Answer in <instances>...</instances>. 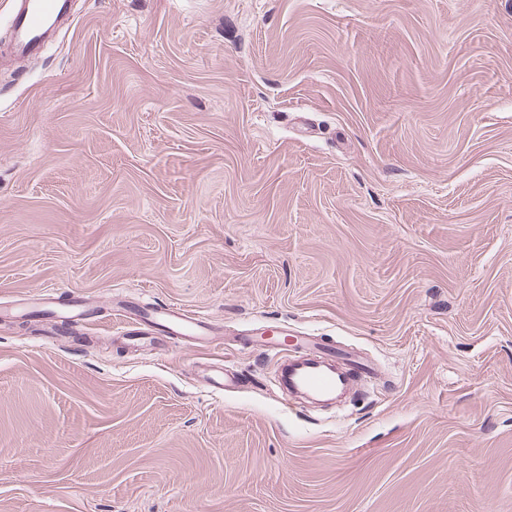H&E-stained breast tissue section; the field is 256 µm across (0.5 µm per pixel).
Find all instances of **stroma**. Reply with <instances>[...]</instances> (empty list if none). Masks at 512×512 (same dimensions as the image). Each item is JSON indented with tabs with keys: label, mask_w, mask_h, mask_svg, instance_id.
Returning <instances> with one entry per match:
<instances>
[{
	"label": "stroma",
	"mask_w": 512,
	"mask_h": 512,
	"mask_svg": "<svg viewBox=\"0 0 512 512\" xmlns=\"http://www.w3.org/2000/svg\"><path fill=\"white\" fill-rule=\"evenodd\" d=\"M72 3L0 55V512H512V0ZM137 319L170 336H185L207 341L212 336V324L201 316H194L179 304L170 302L163 306L150 303L139 305ZM316 362H297L288 365V384L292 389H305L318 394L345 392L353 381L363 376L364 367L360 363L349 364L347 375L329 374Z\"/></svg>",
	"instance_id": "stroma-1"
}]
</instances>
